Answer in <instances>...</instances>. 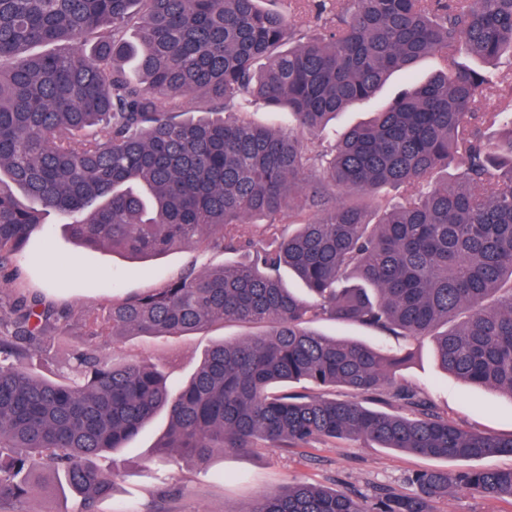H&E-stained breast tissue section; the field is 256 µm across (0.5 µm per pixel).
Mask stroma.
Returning <instances> with one entry per match:
<instances>
[{"instance_id": "stroma-1", "label": "stroma", "mask_w": 512, "mask_h": 512, "mask_svg": "<svg viewBox=\"0 0 512 512\" xmlns=\"http://www.w3.org/2000/svg\"><path fill=\"white\" fill-rule=\"evenodd\" d=\"M438 68L437 59L429 56L412 70L395 73L376 97L341 113L335 128L369 120L400 90L424 81ZM199 257L196 249L143 259L109 250L90 252L69 239L58 218L51 215L43 239L34 241L19 262V283L77 312L91 300L103 304L115 295L158 287ZM249 332V327L229 322L167 340L129 336L104 348L102 354L117 362L158 360L167 364L173 377L184 380L214 341ZM412 348L415 355L401 368V381L423 390L440 413L460 427L512 435L511 398L443 372L430 340L413 343ZM166 427V416H158L120 452L124 477L111 499L99 504L98 512H249L260 495L299 482L369 497L383 486L406 489V478L413 472L454 467L450 461L417 457L363 441L308 448H272L260 443L240 452L218 449L201 467L180 457L154 458V447Z\"/></svg>"}]
</instances>
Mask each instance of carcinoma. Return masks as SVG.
I'll list each match as a JSON object with an SVG mask.
<instances>
[{"label": "carcinoma", "instance_id": "1", "mask_svg": "<svg viewBox=\"0 0 512 512\" xmlns=\"http://www.w3.org/2000/svg\"><path fill=\"white\" fill-rule=\"evenodd\" d=\"M260 2L0 0V278L19 279L18 257L52 213L92 249L245 257L192 264L77 317L26 288L0 296V504L38 500L50 465L73 512H96L119 475L107 455L161 410L170 424L157 451L201 466L216 448L258 441L363 439L454 462L512 456V436L452 425L397 379L409 351L312 328L429 337L445 371L512 398V120L484 110L501 82L461 61L512 56V0H296L316 34ZM45 43L63 49L29 53ZM426 56L440 65L426 83L334 146L303 148L302 136ZM195 93L215 111L178 119ZM253 98L288 107L296 130L224 118ZM457 163L458 175L436 181ZM386 187L400 191L397 204L380 198ZM283 268L311 299L284 285ZM225 322L265 330L212 344L185 382L152 361L98 355L126 336ZM56 347L71 358L55 378L25 367ZM288 383L323 395L277 389ZM338 388L342 397L326 396ZM393 403L396 413L372 408ZM407 484L364 500L298 483L251 512H436L459 489L512 501V468L431 469Z\"/></svg>", "mask_w": 512, "mask_h": 512}]
</instances>
